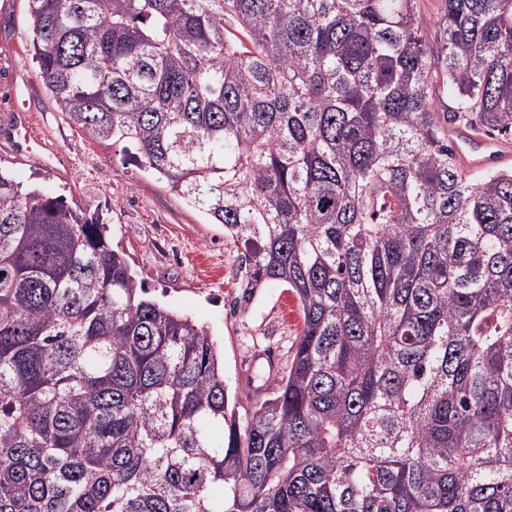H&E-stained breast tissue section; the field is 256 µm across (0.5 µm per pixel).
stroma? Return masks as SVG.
<instances>
[{
  "instance_id": "1",
  "label": "stroma",
  "mask_w": 512,
  "mask_h": 512,
  "mask_svg": "<svg viewBox=\"0 0 512 512\" xmlns=\"http://www.w3.org/2000/svg\"><path fill=\"white\" fill-rule=\"evenodd\" d=\"M26 0H0V166L43 193L102 214L112 247L153 299L203 325L224 359V380L238 412L256 397L242 366L256 350L287 362L302 328L298 302L272 282L247 309H234L244 248L141 170L123 144L96 139L58 112L27 50ZM28 113L31 152L17 160L9 142L15 112Z\"/></svg>"
}]
</instances>
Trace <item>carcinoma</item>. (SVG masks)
I'll list each match as a JSON object with an SVG mask.
<instances>
[{"instance_id":"obj_1","label":"carcinoma","mask_w":512,"mask_h":512,"mask_svg":"<svg viewBox=\"0 0 512 512\" xmlns=\"http://www.w3.org/2000/svg\"><path fill=\"white\" fill-rule=\"evenodd\" d=\"M28 0L52 102L303 326L241 416L109 226L0 168V512H512V0ZM448 95L438 112L437 91ZM456 140L459 144L458 157L466 165L484 168L489 163L498 161V158L502 160L505 157L502 162L493 165H498L493 169L502 167L512 169V144L511 155L505 156L503 148L494 141L480 139L466 134H457Z\"/></svg>"}]
</instances>
